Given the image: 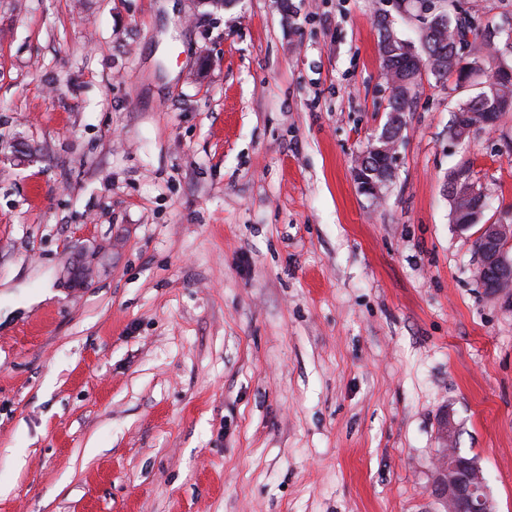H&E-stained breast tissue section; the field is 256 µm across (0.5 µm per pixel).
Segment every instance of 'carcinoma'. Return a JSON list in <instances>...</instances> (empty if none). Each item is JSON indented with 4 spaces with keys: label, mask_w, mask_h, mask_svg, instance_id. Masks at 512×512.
<instances>
[{
    "label": "carcinoma",
    "mask_w": 512,
    "mask_h": 512,
    "mask_svg": "<svg viewBox=\"0 0 512 512\" xmlns=\"http://www.w3.org/2000/svg\"><path fill=\"white\" fill-rule=\"evenodd\" d=\"M418 0L419 17L421 20V51L416 52L411 46L395 37L389 30H384L380 42L384 43L386 79L391 81L393 88L388 99V111L408 112L419 91L422 74L425 71L437 80L448 77L454 79L455 88L461 82L472 65L480 62V55L492 58L495 63L489 66L491 76L480 82L475 95L456 108L469 117L465 125L453 121L452 133L463 138L474 128H487L484 113L489 112L495 118L505 112H512V64L502 66L495 59V40L501 31L484 28L482 30L452 17L447 5ZM421 66H416V63ZM474 186L469 170L461 167L448 175V196L452 202L453 221L461 223L471 215L476 202L474 198H466L468 188Z\"/></svg>",
    "instance_id": "1"
}]
</instances>
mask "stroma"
Wrapping results in <instances>:
<instances>
[{"mask_svg":"<svg viewBox=\"0 0 512 512\" xmlns=\"http://www.w3.org/2000/svg\"><path fill=\"white\" fill-rule=\"evenodd\" d=\"M0 0V512H440V422L512 512V112L424 77L373 199L400 0ZM512 28V0H448ZM376 163H377V160L372 159L369 156L363 160L362 167H364V170L369 171L370 173L371 172L373 173V174H370V173L367 174V176L369 178H371L377 182H382V180H384V179L382 178V180H380L378 178V175L381 173V167L377 166ZM354 175L357 178V180L359 181V183L361 184L363 192L368 193V194H365V193H363V194H365L367 196L369 194H373L370 196H375V195L379 194L380 183H377L370 179H367L365 177V175H363L361 173L360 167H356V169L354 171ZM469 187L476 188L467 168L460 167L448 175V196L452 202L453 221L460 230H469L478 224H461L462 220L472 214L470 210L476 202L475 198H465ZM477 190L481 193L480 189ZM477 239L481 243L477 244L480 253V263L477 267V278L482 280L488 275L500 276V281L496 286L495 295L501 297L509 307L512 306V292L507 284H511L512 278V254L509 255V244L512 243V225L503 222H486L481 224L477 231ZM480 248V249H479Z\"/></svg>","mask_w":512,"mask_h":512,"instance_id":"obj_1","label":"stroma"}]
</instances>
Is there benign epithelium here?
<instances>
[{
    "label": "benign epithelium",
    "instance_id": "benign-epithelium-1",
    "mask_svg": "<svg viewBox=\"0 0 512 512\" xmlns=\"http://www.w3.org/2000/svg\"><path fill=\"white\" fill-rule=\"evenodd\" d=\"M403 128V119L396 113L390 114L387 131L371 139L365 152L394 164V151ZM477 239L481 243L477 278L481 280L487 274L500 276L495 295L511 307L512 290L507 288V284L512 282L509 278L512 254L508 253L512 243V225L501 221L487 222L478 229ZM455 432L453 419L444 421L443 438L448 441V447L441 449L435 464L431 488L436 499L446 512H496V502L481 467L451 448Z\"/></svg>",
    "mask_w": 512,
    "mask_h": 512
}]
</instances>
